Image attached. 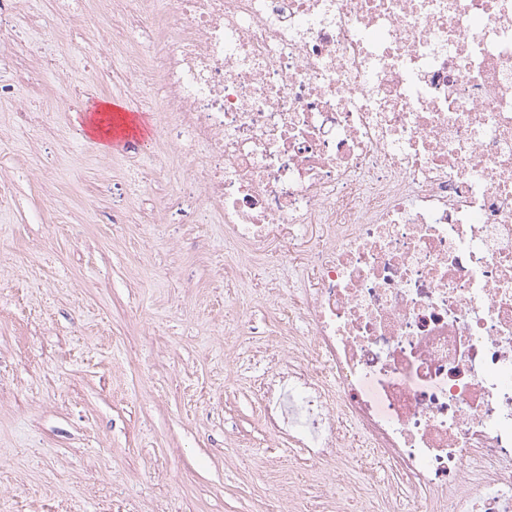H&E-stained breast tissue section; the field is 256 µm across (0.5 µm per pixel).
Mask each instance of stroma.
<instances>
[{
  "label": "stroma",
  "mask_w": 512,
  "mask_h": 512,
  "mask_svg": "<svg viewBox=\"0 0 512 512\" xmlns=\"http://www.w3.org/2000/svg\"><path fill=\"white\" fill-rule=\"evenodd\" d=\"M14 22L0 97V512H255L272 486L282 512H323L334 491L381 512L391 474L373 451L338 461L329 486L274 448L233 364L262 336L288 337L251 281L291 294L305 272L225 259L220 225L182 222L160 115L121 79L125 46L86 57L92 27L56 20L48 0H24ZM47 56L61 77L30 92ZM76 85L80 104L63 109ZM107 101L149 129L141 154L86 135ZM22 108L46 123L43 140L28 139Z\"/></svg>",
  "instance_id": "35a3bbf8"
}]
</instances>
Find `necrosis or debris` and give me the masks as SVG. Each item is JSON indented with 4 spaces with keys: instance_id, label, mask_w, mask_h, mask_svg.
<instances>
[{
    "instance_id": "necrosis-or-debris-1",
    "label": "necrosis or debris",
    "mask_w": 512,
    "mask_h": 512,
    "mask_svg": "<svg viewBox=\"0 0 512 512\" xmlns=\"http://www.w3.org/2000/svg\"><path fill=\"white\" fill-rule=\"evenodd\" d=\"M98 2L225 257L307 270L259 291L305 326L247 360L269 436L326 473L353 427L384 512H512V0ZM265 267V273L267 276L277 277L280 288L285 290V296L289 299L291 297L297 300L299 294L297 292L300 288H304V284L307 282V276L302 268L296 265L284 261L279 265H268Z\"/></svg>"
}]
</instances>
